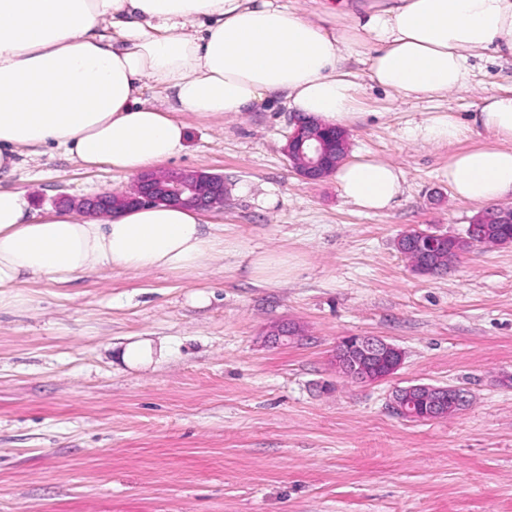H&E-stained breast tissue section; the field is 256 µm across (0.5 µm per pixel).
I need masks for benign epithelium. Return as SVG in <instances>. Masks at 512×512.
Here are the masks:
<instances>
[{"mask_svg": "<svg viewBox=\"0 0 512 512\" xmlns=\"http://www.w3.org/2000/svg\"><path fill=\"white\" fill-rule=\"evenodd\" d=\"M347 141L348 133L338 130L336 126L296 118L284 151L290 159L296 154L300 155L304 163L297 174L309 183H316L328 176L329 165L345 149ZM113 199L114 193L103 191L81 199L62 196L58 204L66 209L92 215L105 212L113 214L116 208ZM223 201L224 176L195 171L163 182L147 174L143 175L137 179L132 191L122 197L121 205L129 208L142 204H174L208 211L222 206ZM339 352L348 358L347 372L357 378L367 376V366L375 361L397 369L403 359V353L398 347L377 336L345 337L339 343ZM449 401L454 404L464 402L462 392L451 388L446 395L440 393L434 396L431 405L440 411Z\"/></svg>", "mask_w": 512, "mask_h": 512, "instance_id": "benign-epithelium-1", "label": "benign epithelium"}]
</instances>
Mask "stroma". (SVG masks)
<instances>
[{"mask_svg":"<svg viewBox=\"0 0 512 512\" xmlns=\"http://www.w3.org/2000/svg\"><path fill=\"white\" fill-rule=\"evenodd\" d=\"M491 92H512L511 58L476 59L442 97L365 86L350 153L405 174L377 214L335 178L295 173L283 101L180 113L186 147L165 167L223 175L224 207L203 218L241 251L191 274L23 284L26 303L0 309V512H512V244L474 246L438 276L396 249L412 229L464 235L479 212L448 187L463 143L407 140L406 123L469 115ZM134 182L59 151L0 173L40 214ZM271 251L297 267L250 278L242 253ZM354 335L398 346L400 368L372 383L339 373L336 347ZM146 340L166 353L129 365L126 347ZM418 383L461 388L467 405L399 417L394 391Z\"/></svg>","mask_w":512,"mask_h":512,"instance_id":"stroma-1","label":"stroma"}]
</instances>
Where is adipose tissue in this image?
<instances>
[{
	"label": "adipose tissue",
	"mask_w": 512,
	"mask_h": 512,
	"mask_svg": "<svg viewBox=\"0 0 512 512\" xmlns=\"http://www.w3.org/2000/svg\"><path fill=\"white\" fill-rule=\"evenodd\" d=\"M512 56V0H328L311 19L284 0H0V172L22 153L59 149L88 168L136 175L185 148L177 112H244L275 96L338 127L360 107L357 74L404 97L463 87L485 52ZM160 87L167 108L142 97ZM482 127L492 142L454 153L448 186L481 205L512 192V95L484 96L461 119L434 113L410 138L452 144ZM342 196L390 209L404 175L382 159L341 164ZM237 242L198 210L158 204L102 221L31 213L21 191H0V307L24 304L27 279L63 282L112 270L191 273Z\"/></svg>",
	"instance_id": "obj_1"
}]
</instances>
